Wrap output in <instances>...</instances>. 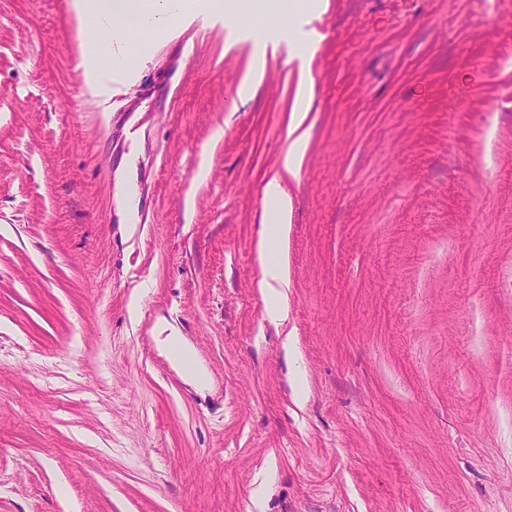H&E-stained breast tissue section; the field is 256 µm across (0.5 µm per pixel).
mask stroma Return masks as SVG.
Here are the masks:
<instances>
[{
	"label": "stroma",
	"mask_w": 512,
	"mask_h": 512,
	"mask_svg": "<svg viewBox=\"0 0 512 512\" xmlns=\"http://www.w3.org/2000/svg\"><path fill=\"white\" fill-rule=\"evenodd\" d=\"M124 38L0 0V512H512V0ZM265 195L270 210L282 219L288 207V196L276 179L267 184ZM284 224H268L259 241L258 253L262 269L259 282L260 290L266 303L268 319L278 324L288 315L285 288L288 286L287 277L279 261L270 258L269 245L274 238H279ZM166 354L172 366L180 371L183 377L189 382L197 386H203L206 383V377L203 371L187 363V361L191 359L192 354L186 346L180 351H174L167 347Z\"/></svg>",
	"instance_id": "1"
}]
</instances>
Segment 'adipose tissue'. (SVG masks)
<instances>
[{
	"instance_id": "obj_1",
	"label": "adipose tissue",
	"mask_w": 512,
	"mask_h": 512,
	"mask_svg": "<svg viewBox=\"0 0 512 512\" xmlns=\"http://www.w3.org/2000/svg\"><path fill=\"white\" fill-rule=\"evenodd\" d=\"M191 0H154L152 8H144L141 0H78V15L93 14L97 20L112 24L142 23L143 19H152L156 25H164L168 16L177 9L187 10ZM283 232L282 225H267L259 241L258 253L262 269L259 282L266 303V311L272 323H280L288 315L285 290L287 277L279 261L271 259L269 245Z\"/></svg>"
}]
</instances>
